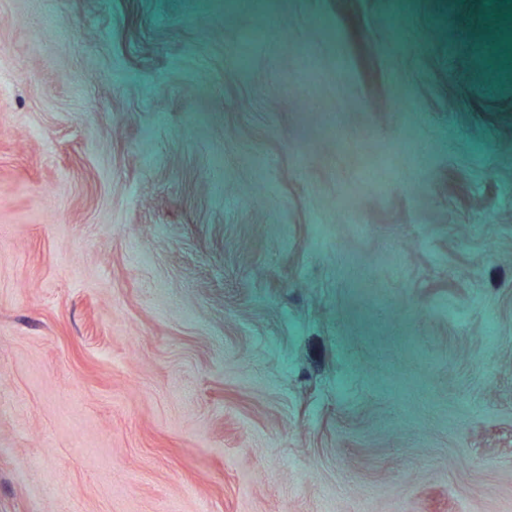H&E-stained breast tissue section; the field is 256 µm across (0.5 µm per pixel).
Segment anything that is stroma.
I'll return each instance as SVG.
<instances>
[{
  "label": "stroma",
  "instance_id": "stroma-1",
  "mask_svg": "<svg viewBox=\"0 0 512 512\" xmlns=\"http://www.w3.org/2000/svg\"><path fill=\"white\" fill-rule=\"evenodd\" d=\"M512 0H0V512H512Z\"/></svg>",
  "mask_w": 512,
  "mask_h": 512
}]
</instances>
